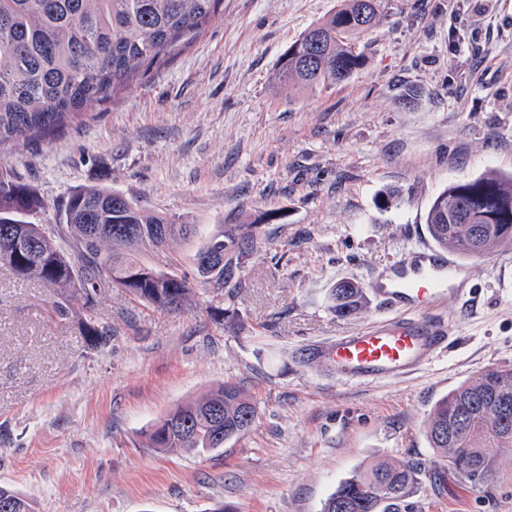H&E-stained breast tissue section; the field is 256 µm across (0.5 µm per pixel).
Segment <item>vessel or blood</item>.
Wrapping results in <instances>:
<instances>
[{
  "label": "vessel or blood",
  "mask_w": 512,
  "mask_h": 512,
  "mask_svg": "<svg viewBox=\"0 0 512 512\" xmlns=\"http://www.w3.org/2000/svg\"><path fill=\"white\" fill-rule=\"evenodd\" d=\"M468 270L456 257L430 245L391 265L376 277L372 290L391 319L362 331L303 347L302 359L335 374L347 383L401 377L430 360L452 335L440 319L418 313L437 306L447 295L461 293Z\"/></svg>",
  "instance_id": "1"
}]
</instances>
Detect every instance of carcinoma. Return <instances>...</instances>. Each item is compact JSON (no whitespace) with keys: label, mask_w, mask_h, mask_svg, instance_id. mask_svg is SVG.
<instances>
[{"label":"carcinoma","mask_w":512,"mask_h":512,"mask_svg":"<svg viewBox=\"0 0 512 512\" xmlns=\"http://www.w3.org/2000/svg\"><path fill=\"white\" fill-rule=\"evenodd\" d=\"M224 0H0V145L62 130L118 88L168 62L222 11ZM378 0H341L327 18L283 52L277 78L298 89H329L362 64L354 39L370 29ZM44 202L26 184L0 177V269L51 290L48 314L78 323L87 345L112 342V326L98 307L108 288L143 306L181 312L197 305L198 289L226 306H210L213 321L234 326L241 261L253 247L258 217L222 224L195 254L196 278L142 259L191 234L192 225L138 207L123 193L93 186L72 194L57 224H33ZM425 223L433 242L462 257H483L512 243V173H487L448 185L432 201ZM338 317L360 313L366 289L353 282L332 288ZM255 403L239 387L222 384L170 409L142 432L162 452L204 451L247 431ZM431 448L448 458L464 448L460 479L492 481L489 448L512 450V368L485 370L448 393L425 422ZM419 471L387 460L355 472L329 496L323 512H412ZM0 512H33L16 491L0 486Z\"/></svg>","instance_id":"obj_1"}]
</instances>
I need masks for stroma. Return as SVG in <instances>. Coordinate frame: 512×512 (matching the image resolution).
Listing matches in <instances>:
<instances>
[{
	"label": "stroma",
	"mask_w": 512,
	"mask_h": 512,
	"mask_svg": "<svg viewBox=\"0 0 512 512\" xmlns=\"http://www.w3.org/2000/svg\"><path fill=\"white\" fill-rule=\"evenodd\" d=\"M338 4L224 0L167 65L58 134L0 146V175L45 203L36 224L91 186L195 225L197 240L271 216L238 271L233 329L204 307L151 311L110 288L100 317L114 336L96 350L76 323L50 319L48 289L0 270V485L35 512H322L375 460L433 470L434 405L512 368V246L467 259L474 300L432 309L453 337L410 376L343 383L296 359L386 319L373 298L337 317L326 294L430 243L426 213L448 184L512 172V0H383L347 81L279 83L288 44ZM412 87L420 95L404 103ZM385 190L396 194L386 207ZM224 382L255 400L248 431L211 453L142 447V430ZM491 454L493 482L445 471L443 487L423 481L414 512H512V451Z\"/></svg>",
	"instance_id": "1"
}]
</instances>
